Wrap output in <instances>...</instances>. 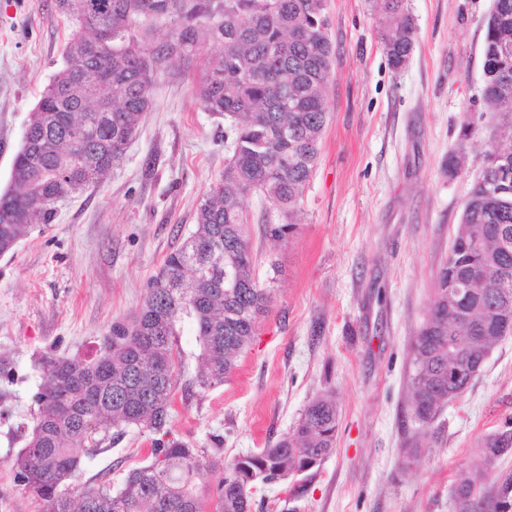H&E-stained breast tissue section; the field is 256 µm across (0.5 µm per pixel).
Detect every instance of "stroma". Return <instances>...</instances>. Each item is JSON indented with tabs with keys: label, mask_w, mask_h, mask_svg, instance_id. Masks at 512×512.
<instances>
[{
	"label": "stroma",
	"mask_w": 512,
	"mask_h": 512,
	"mask_svg": "<svg viewBox=\"0 0 512 512\" xmlns=\"http://www.w3.org/2000/svg\"><path fill=\"white\" fill-rule=\"evenodd\" d=\"M405 6L414 49L395 70L372 0H327L330 120L294 235L252 238L273 303L224 385L198 386L196 329L179 328L167 429L196 448L221 444L220 459H201L208 483L222 464L292 432L316 395H336L335 452L307 473L256 485L252 512H453L457 472L481 470L485 438L512 419V335L432 423L412 413L411 342L501 118L487 107L482 70L493 0ZM69 33L54 0H0V193ZM227 161L223 116L204 109L182 65L165 67L105 182L0 255V512L44 509L16 485L12 462L33 427L46 360L94 356L114 321L138 313ZM415 435L424 449L406 470ZM152 438L128 430L87 461L75 487L121 488Z\"/></svg>",
	"instance_id": "1"
}]
</instances>
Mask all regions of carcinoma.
<instances>
[{
  "label": "carcinoma",
  "mask_w": 512,
  "mask_h": 512,
  "mask_svg": "<svg viewBox=\"0 0 512 512\" xmlns=\"http://www.w3.org/2000/svg\"><path fill=\"white\" fill-rule=\"evenodd\" d=\"M70 28L63 65L25 126L13 161L12 185L0 195V253L12 251L32 224H50L59 204L104 181L119 162L141 116L152 104L160 67L201 63L194 91L205 110L224 116L230 157L222 179L196 211L189 239L165 259L142 306L112 326L94 357L52 358L35 395V424L13 462L15 481L43 502L44 512H205L198 490L206 448L168 438L178 324H194L200 345L198 385L224 384L249 349L270 289L260 285L243 198L259 194L275 218L263 215L264 234L294 235L290 218L314 174L327 123L324 91L334 58L327 0H55ZM389 65L398 70L414 48L404 0H376ZM165 37L151 50L142 39L157 23ZM112 28V42L98 32ZM218 43L221 50L208 53ZM85 54L75 63L73 47ZM104 74L86 89L90 74ZM484 95L511 117L486 151L500 158L482 168L464 206L428 314L411 343L409 388L413 414L433 421L465 386L457 371L484 363L503 338L499 316L512 317V0H494L485 19ZM481 275L468 296H448V275ZM339 412L323 393L304 408L292 433L273 446L224 466L208 489L213 512H251L252 489L284 479L336 449ZM129 428L156 435L147 464L110 484L76 492L71 481L84 459ZM483 453L512 454V421L484 441ZM487 484L462 472L453 512H512V474H487Z\"/></svg>",
  "instance_id": "cac0c4a2"
}]
</instances>
